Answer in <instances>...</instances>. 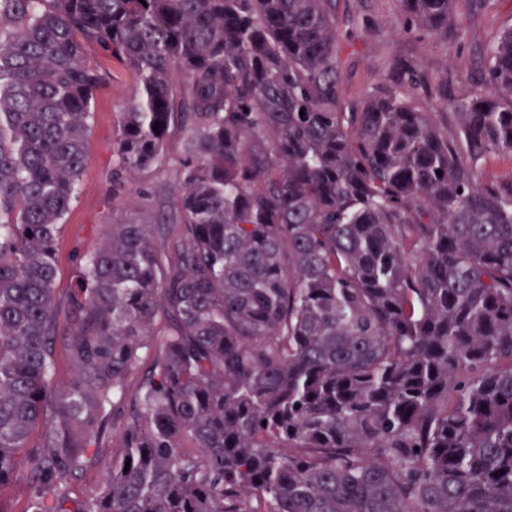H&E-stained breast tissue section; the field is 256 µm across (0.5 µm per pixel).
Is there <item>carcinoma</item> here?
I'll use <instances>...</instances> for the list:
<instances>
[{
    "mask_svg": "<svg viewBox=\"0 0 512 512\" xmlns=\"http://www.w3.org/2000/svg\"><path fill=\"white\" fill-rule=\"evenodd\" d=\"M397 2L406 33L460 26L462 0ZM87 43L137 82L117 169L190 130L173 223L120 220L84 256L57 385ZM393 67L342 103L336 0H0V491L24 483L26 512H512V27L466 96ZM118 446L119 441L117 439L112 440V423H109L95 464L82 477L69 480L73 494L82 496L93 491L112 457V448Z\"/></svg>",
    "mask_w": 512,
    "mask_h": 512,
    "instance_id": "carcinoma-1",
    "label": "carcinoma"
}]
</instances>
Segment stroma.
Instances as JSON below:
<instances>
[{
    "label": "stroma",
    "mask_w": 512,
    "mask_h": 512,
    "mask_svg": "<svg viewBox=\"0 0 512 512\" xmlns=\"http://www.w3.org/2000/svg\"><path fill=\"white\" fill-rule=\"evenodd\" d=\"M337 17L341 92L348 103H355L363 86L386 80L396 57L413 60L418 78L447 79L449 96L459 97L470 91V79L479 72L481 50L512 24V0H495L489 11L463 0L462 29L449 31L444 39L400 32L394 0H337ZM86 57L98 67L102 79L90 121L87 164L56 246L60 287L55 309V379L62 383L73 374L64 348L71 331L67 287L76 277L82 256L98 246L106 226L117 219L168 223L188 133L185 126H172L167 150L154 168L130 176L116 173L112 145L118 135L117 114L133 97L136 79L128 67L104 57L96 45H87Z\"/></svg>",
    "instance_id": "35a3bbf8"
}]
</instances>
